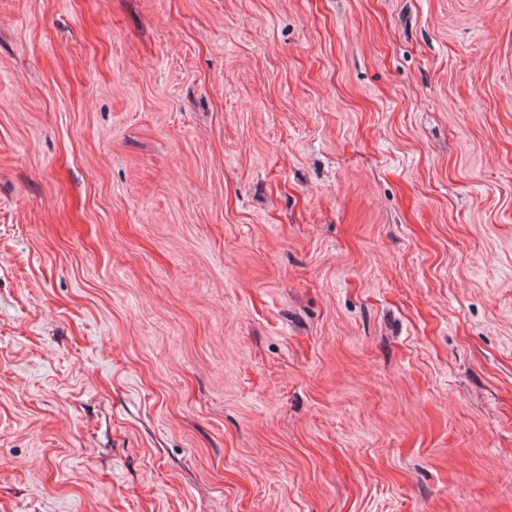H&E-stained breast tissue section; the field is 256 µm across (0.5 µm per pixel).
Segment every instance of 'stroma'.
I'll use <instances>...</instances> for the list:
<instances>
[{"mask_svg": "<svg viewBox=\"0 0 512 512\" xmlns=\"http://www.w3.org/2000/svg\"><path fill=\"white\" fill-rule=\"evenodd\" d=\"M0 512H512V0H0Z\"/></svg>", "mask_w": 512, "mask_h": 512, "instance_id": "35a3bbf8", "label": "stroma"}]
</instances>
